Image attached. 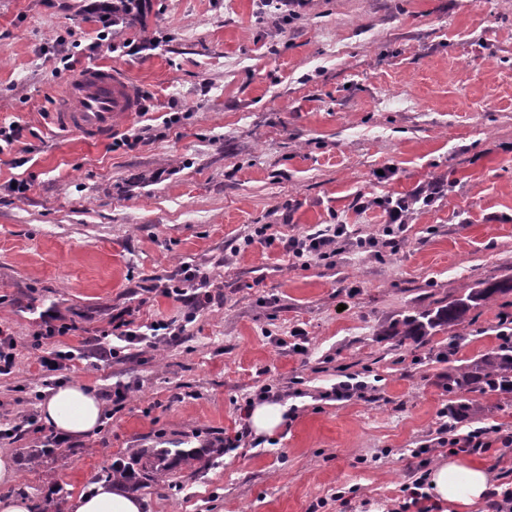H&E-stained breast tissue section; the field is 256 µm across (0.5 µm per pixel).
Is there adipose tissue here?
<instances>
[{"label":"adipose tissue","instance_id":"1","mask_svg":"<svg viewBox=\"0 0 512 512\" xmlns=\"http://www.w3.org/2000/svg\"><path fill=\"white\" fill-rule=\"evenodd\" d=\"M46 424L75 438L95 430L102 403L96 394L81 384H68L50 390L40 405ZM428 492L443 505L471 507L481 503L489 491V476L479 467L451 459L431 469ZM143 501L119 482L99 483L92 492L72 497L68 512H142Z\"/></svg>","mask_w":512,"mask_h":512}]
</instances>
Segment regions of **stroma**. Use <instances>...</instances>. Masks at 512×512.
I'll use <instances>...</instances> for the list:
<instances>
[{
  "label": "stroma",
  "mask_w": 512,
  "mask_h": 512,
  "mask_svg": "<svg viewBox=\"0 0 512 512\" xmlns=\"http://www.w3.org/2000/svg\"><path fill=\"white\" fill-rule=\"evenodd\" d=\"M89 2L0 0V124L22 128L0 155V329L18 349L0 376V424L39 416L48 393L37 357L52 342L33 346L35 307L76 322L70 346L99 342L123 308L180 336L70 367V382L98 394L124 384L127 399L44 457L33 456L43 433L0 442L19 474L0 499L44 512L115 461L179 448L202 458L131 483L143 512H396L421 474L416 449L448 424L449 371L495 347L512 317L511 293L420 341L387 334L478 282L512 279V0H309L290 18L260 0H150L101 44ZM126 41L141 52L119 51ZM65 54L78 69H126L144 114L102 144L55 128ZM147 123L156 138L122 145ZM15 178L30 181L25 196L8 192ZM434 180L447 193L414 206L398 249L353 246L381 237L377 199ZM257 224L278 235L343 224L350 243L294 264L280 244L244 246ZM186 263L213 296L190 322L160 291ZM267 386L284 421L243 435L244 402ZM475 401L462 431H512V394ZM467 459L512 489V448Z\"/></svg>",
  "instance_id": "obj_1"
}]
</instances>
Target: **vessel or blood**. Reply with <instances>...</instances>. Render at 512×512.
<instances>
[{"label": "vessel or blood", "mask_w": 512, "mask_h": 512, "mask_svg": "<svg viewBox=\"0 0 512 512\" xmlns=\"http://www.w3.org/2000/svg\"><path fill=\"white\" fill-rule=\"evenodd\" d=\"M142 110V99L127 72L92 65L68 78L51 122L63 132L93 142L111 136L117 117L130 118Z\"/></svg>", "instance_id": "b4317fda"}]
</instances>
